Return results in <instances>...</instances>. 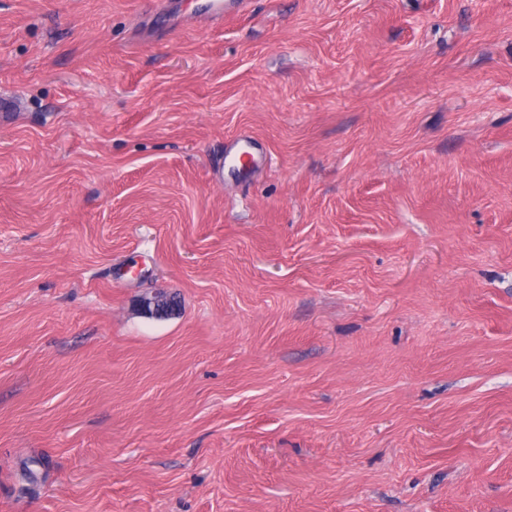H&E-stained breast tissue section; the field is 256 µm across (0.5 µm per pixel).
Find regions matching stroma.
I'll return each instance as SVG.
<instances>
[{
  "mask_svg": "<svg viewBox=\"0 0 512 512\" xmlns=\"http://www.w3.org/2000/svg\"><path fill=\"white\" fill-rule=\"evenodd\" d=\"M210 2L0 0V512H512V0Z\"/></svg>",
  "mask_w": 512,
  "mask_h": 512,
  "instance_id": "35a3bbf8",
  "label": "stroma"
}]
</instances>
